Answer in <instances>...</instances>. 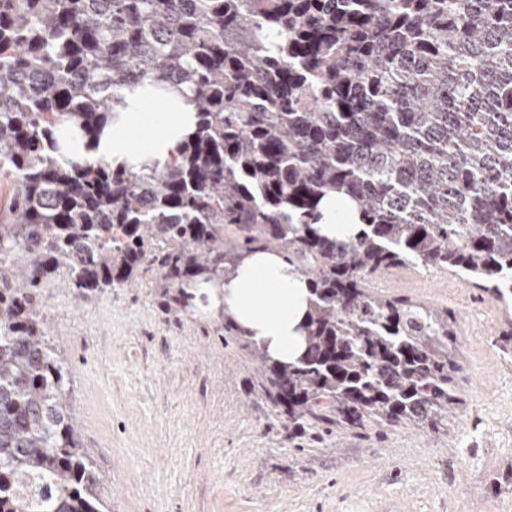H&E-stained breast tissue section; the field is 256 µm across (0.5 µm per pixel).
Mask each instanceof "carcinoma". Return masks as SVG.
Instances as JSON below:
<instances>
[{"mask_svg":"<svg viewBox=\"0 0 512 512\" xmlns=\"http://www.w3.org/2000/svg\"><path fill=\"white\" fill-rule=\"evenodd\" d=\"M279 43L267 47V37ZM192 93L165 165L92 162L118 91ZM0 512H105L37 303L159 271L165 306L254 250L307 280L304 353L257 384L294 429L448 422V319L372 295L369 276L439 267L512 294V0H0ZM362 229L322 236L323 197ZM41 483L23 498L16 480Z\"/></svg>","mask_w":512,"mask_h":512,"instance_id":"cac0c4a2","label":"carcinoma"}]
</instances>
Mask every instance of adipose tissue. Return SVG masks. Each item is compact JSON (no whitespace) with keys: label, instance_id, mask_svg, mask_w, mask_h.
Wrapping results in <instances>:
<instances>
[{"label":"adipose tissue","instance_id":"ef3b65f1","mask_svg":"<svg viewBox=\"0 0 512 512\" xmlns=\"http://www.w3.org/2000/svg\"><path fill=\"white\" fill-rule=\"evenodd\" d=\"M148 102L142 90L126 92L120 121L81 147V154L115 164L144 155L162 164L171 162L195 124V110L185 95L165 103L158 112L147 111ZM320 211L317 228L323 235L349 239L361 229L358 215L345 198H325ZM194 294L206 297L210 312L231 319L271 359L291 362L302 353L299 326L309 308V285L279 254H247L223 289L203 286Z\"/></svg>","mask_w":512,"mask_h":512}]
</instances>
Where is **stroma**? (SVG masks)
<instances>
[{
	"instance_id": "stroma-1",
	"label": "stroma",
	"mask_w": 512,
	"mask_h": 512,
	"mask_svg": "<svg viewBox=\"0 0 512 512\" xmlns=\"http://www.w3.org/2000/svg\"><path fill=\"white\" fill-rule=\"evenodd\" d=\"M162 285L146 264L119 288L82 296L59 275L39 291L109 512H512V309L484 289L421 265L368 283L447 316L446 425L299 432L224 318L166 310Z\"/></svg>"
}]
</instances>
